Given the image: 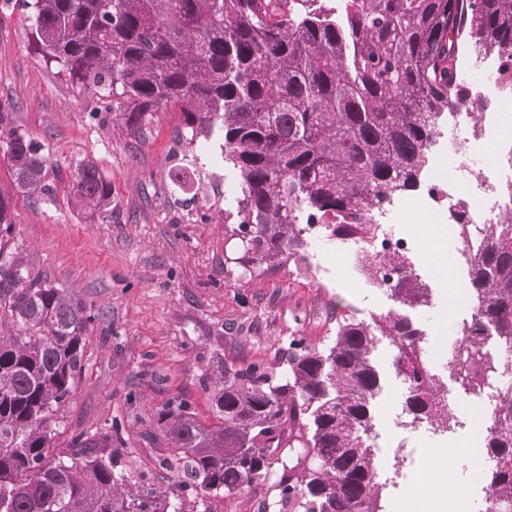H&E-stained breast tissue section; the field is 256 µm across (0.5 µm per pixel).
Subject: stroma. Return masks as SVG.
Segmentation results:
<instances>
[{"label": "stroma", "instance_id": "stroma-1", "mask_svg": "<svg viewBox=\"0 0 512 512\" xmlns=\"http://www.w3.org/2000/svg\"><path fill=\"white\" fill-rule=\"evenodd\" d=\"M32 17L0 0V113L39 140L50 166L48 193L14 188L0 153V188L9 193L12 226L0 252L25 282L68 289L95 307L84 366L72 393L54 416V448L67 452L75 438L90 441L119 428L112 451L124 484L137 493L177 490L159 460L163 440H148L152 412L170 398L187 400L200 420L214 423L211 401L200 379L217 360L235 364L255 359L278 365L280 349L295 329L297 310L304 328L322 341L333 324L322 316L341 303L362 318L401 306L378 290L356 284L351 259L326 245L317 263L287 264L259 277H240L228 260L235 241L224 236V212L234 208L239 177L220 149L198 156L178 109L157 112L143 135L129 134L97 99L45 65L30 41ZM94 163L112 190V216L104 219L77 206L68 191L76 166ZM209 180L224 176L218 197L196 199L174 189V169ZM429 304L409 310L412 321L444 343L454 336L442 323L452 293L468 286L467 274L428 278ZM392 349L380 341L375 361L383 391L374 407L379 422H392L406 398L391 368ZM270 484L207 503L185 499L184 512H257L273 498Z\"/></svg>", "mask_w": 512, "mask_h": 512}]
</instances>
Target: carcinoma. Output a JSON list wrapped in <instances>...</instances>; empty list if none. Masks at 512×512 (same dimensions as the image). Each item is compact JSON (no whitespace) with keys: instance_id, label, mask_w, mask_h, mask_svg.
<instances>
[{"instance_id":"obj_1","label":"carcinoma","mask_w":512,"mask_h":512,"mask_svg":"<svg viewBox=\"0 0 512 512\" xmlns=\"http://www.w3.org/2000/svg\"><path fill=\"white\" fill-rule=\"evenodd\" d=\"M32 11L36 54L90 93L127 131L154 114L182 112L190 141L220 142L237 169L242 274L261 275L302 256L305 225L365 239L377 210L417 190L441 134L440 119L466 109L479 125L488 96L464 77L472 49L512 65V0H16ZM0 142L15 187L49 190L41 143L5 123ZM69 194L112 218L110 184L90 162ZM370 282L396 277L403 306L428 304V285L404 253H363ZM470 317L456 325L443 370L466 394L490 375H512V210L470 255ZM0 512H183V500L121 490L113 453L51 452L53 415L82 369L93 307L64 288H0ZM395 348L405 385V426L448 430L456 414L424 358L425 331L389 312L336 316L316 343L297 329L276 371L263 361L225 363L202 376L218 419L203 424L183 399L154 410L155 436L172 449L160 465L206 502L273 483L278 512H383L370 442L382 378L378 337ZM485 452V512H512V383L500 387Z\"/></svg>"}]
</instances>
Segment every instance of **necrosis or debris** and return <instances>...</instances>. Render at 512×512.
<instances>
[{
    "label": "necrosis or debris",
    "mask_w": 512,
    "mask_h": 512,
    "mask_svg": "<svg viewBox=\"0 0 512 512\" xmlns=\"http://www.w3.org/2000/svg\"><path fill=\"white\" fill-rule=\"evenodd\" d=\"M470 72L487 74L486 87L492 90L496 103L493 111L483 113L479 125H472L467 113L451 112L442 119L444 136L433 148L435 157L425 179L424 196L414 201L394 200L377 217V233L370 242L377 252L413 253L419 248L411 233L401 232L400 223L405 217H417L425 224H449L459 209H466L473 228L489 229L504 208L512 205L503 184V152L512 143V87L499 84L498 59L472 54L466 61ZM486 155L485 169L474 173L470 158L475 154ZM497 403L496 388H484L475 401L466 403L458 419L466 428L468 440L474 448H482L489 429L491 414ZM372 445L378 448L376 465L380 468L402 469L405 487L397 498L412 502L415 512H424L421 503L424 495H442L448 491L446 477L453 470L452 462L441 463V475L424 493L413 492L420 472L413 466L411 454L404 440L395 438L386 426L374 428Z\"/></svg>",
    "instance_id": "1"
}]
</instances>
